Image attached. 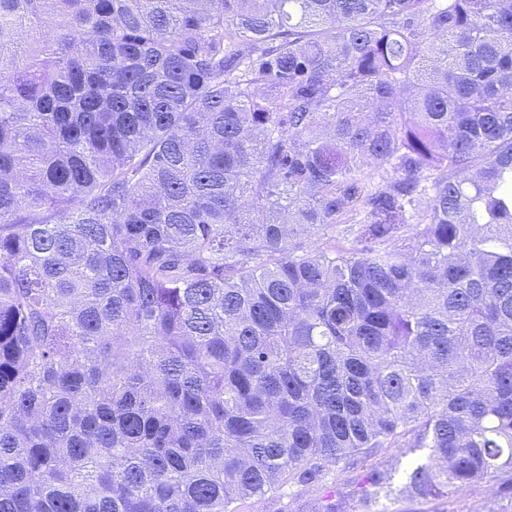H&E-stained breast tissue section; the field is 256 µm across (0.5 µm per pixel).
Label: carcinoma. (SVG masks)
<instances>
[{
  "mask_svg": "<svg viewBox=\"0 0 512 512\" xmlns=\"http://www.w3.org/2000/svg\"><path fill=\"white\" fill-rule=\"evenodd\" d=\"M307 488L512 504V0H0V512Z\"/></svg>",
  "mask_w": 512,
  "mask_h": 512,
  "instance_id": "obj_1",
  "label": "carcinoma"
}]
</instances>
